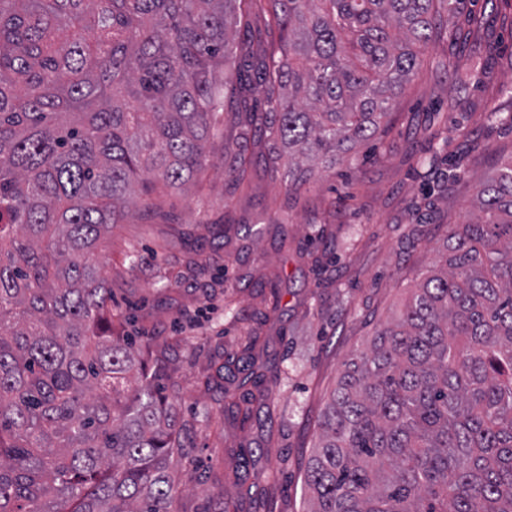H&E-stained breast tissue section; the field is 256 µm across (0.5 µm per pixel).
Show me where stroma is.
<instances>
[{
	"mask_svg": "<svg viewBox=\"0 0 512 512\" xmlns=\"http://www.w3.org/2000/svg\"><path fill=\"white\" fill-rule=\"evenodd\" d=\"M453 26L468 41L448 35L424 48L385 132L300 192L259 160L235 186L218 143L188 191H154L160 214L136 209L106 236L96 261L112 321L176 384L187 447L170 459L180 512H217L224 500L239 512H300L346 363L430 269L449 225L470 218L476 187L512 156V5L459 0ZM457 56L478 68L460 86L437 66ZM251 332L258 364L280 377L263 382L269 397L245 422L217 404L237 378L216 389L204 380L241 358Z\"/></svg>",
	"mask_w": 512,
	"mask_h": 512,
	"instance_id": "stroma-1",
	"label": "stroma"
}]
</instances>
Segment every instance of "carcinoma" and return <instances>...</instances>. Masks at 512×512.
I'll list each match as a JSON object with an SVG mask.
<instances>
[{
	"mask_svg": "<svg viewBox=\"0 0 512 512\" xmlns=\"http://www.w3.org/2000/svg\"><path fill=\"white\" fill-rule=\"evenodd\" d=\"M449 0H0V512H179L160 370L112 332L89 261L155 183L208 162L248 110L298 189L381 132L448 32ZM268 16L281 55L237 20ZM249 133L224 176L241 185ZM397 318L348 363L305 512H512V160ZM244 373L238 409L250 418Z\"/></svg>",
	"mask_w": 512,
	"mask_h": 512,
	"instance_id": "1",
	"label": "carcinoma"
}]
</instances>
